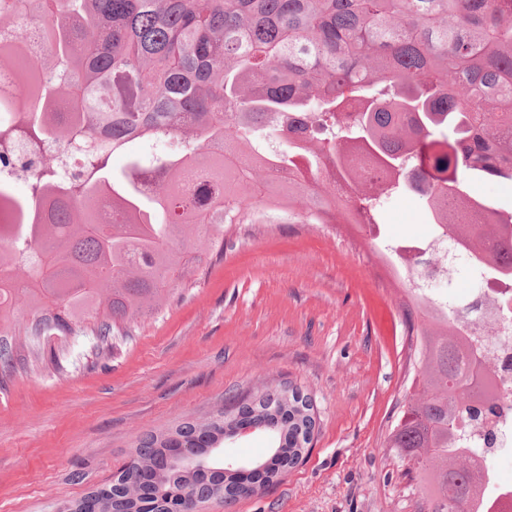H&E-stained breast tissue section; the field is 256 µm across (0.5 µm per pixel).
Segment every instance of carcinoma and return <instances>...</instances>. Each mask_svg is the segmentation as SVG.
I'll return each instance as SVG.
<instances>
[{
  "mask_svg": "<svg viewBox=\"0 0 512 512\" xmlns=\"http://www.w3.org/2000/svg\"><path fill=\"white\" fill-rule=\"evenodd\" d=\"M2 19L13 41L0 44V75L13 77L0 81V111L11 113L0 171L23 156L33 170L28 198L0 181L1 365L15 367L22 351L38 360L43 330L112 348L193 263L223 255L227 224H376L403 192L481 276L512 288V212L464 190L471 176L512 184V0H30L20 19L0 0ZM34 25L60 65L37 93L24 78ZM141 139L168 152L112 174L111 155ZM52 142L74 155L70 174ZM360 154L376 162L366 175ZM328 168L353 197H336ZM280 170L294 174L286 186L271 182ZM404 290L409 328L416 315L427 327L388 447L431 512H488L476 506L473 470L495 434L465 427L496 414L498 400L474 399L490 370L471 329L512 327V316L474 319ZM15 310L33 315L19 344L9 340ZM276 407L263 390L246 408L270 425V459L281 436L292 447L291 417ZM179 434L215 473L172 468L160 481L202 512L224 481L220 430L189 423ZM162 439H137L127 480L158 462Z\"/></svg>",
  "mask_w": 512,
  "mask_h": 512,
  "instance_id": "cac0c4a2",
  "label": "carcinoma"
}]
</instances>
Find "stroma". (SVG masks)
<instances>
[{
	"mask_svg": "<svg viewBox=\"0 0 512 512\" xmlns=\"http://www.w3.org/2000/svg\"><path fill=\"white\" fill-rule=\"evenodd\" d=\"M433 233L412 194L375 225L233 224L223 257L112 351L90 336L44 340L43 366L0 370V512H57L110 483L139 437L270 384L310 401V451L277 483L206 512H417L387 446L412 338L380 254Z\"/></svg>",
	"mask_w": 512,
	"mask_h": 512,
	"instance_id": "stroma-1",
	"label": "stroma"
}]
</instances>
